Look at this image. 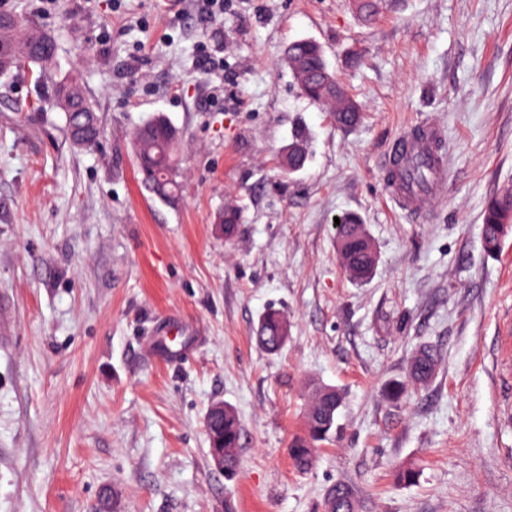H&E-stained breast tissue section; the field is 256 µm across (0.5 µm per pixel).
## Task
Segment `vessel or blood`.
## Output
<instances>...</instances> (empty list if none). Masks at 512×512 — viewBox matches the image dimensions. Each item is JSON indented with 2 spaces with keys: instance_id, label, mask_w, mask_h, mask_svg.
I'll return each instance as SVG.
<instances>
[{
  "instance_id": "vessel-or-blood-1",
  "label": "vessel or blood",
  "mask_w": 512,
  "mask_h": 512,
  "mask_svg": "<svg viewBox=\"0 0 512 512\" xmlns=\"http://www.w3.org/2000/svg\"><path fill=\"white\" fill-rule=\"evenodd\" d=\"M443 140L442 126L430 118L409 128L393 142L384 166L389 175L386 183L389 201L403 210L426 208L434 187L448 177L446 156L441 150ZM421 164L427 165L431 172L425 187L417 186L410 174L413 166Z\"/></svg>"
}]
</instances>
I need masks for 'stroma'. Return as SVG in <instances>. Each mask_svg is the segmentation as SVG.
I'll return each mask as SVG.
<instances>
[{"mask_svg": "<svg viewBox=\"0 0 512 512\" xmlns=\"http://www.w3.org/2000/svg\"><path fill=\"white\" fill-rule=\"evenodd\" d=\"M377 3L365 22L353 0H224L201 24L198 0H0L55 39L53 79L77 76L104 129L74 146L51 81L0 74V512H322L340 481L359 512H512V235L493 255L482 239L512 186V0ZM297 39L323 47L356 126L300 94ZM156 113L182 138L172 204L131 151ZM429 117L448 181L408 213L383 159ZM297 132L309 155L288 174ZM348 214L377 249L362 284L336 253ZM270 308L289 323L273 354L254 340ZM424 345L441 361L417 386ZM314 385L345 404L302 472L289 443ZM216 401L242 426L231 480L204 426Z\"/></svg>", "mask_w": 512, "mask_h": 512, "instance_id": "obj_1", "label": "stroma"}]
</instances>
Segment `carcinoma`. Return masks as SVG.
Wrapping results in <instances>:
<instances>
[{"mask_svg": "<svg viewBox=\"0 0 512 512\" xmlns=\"http://www.w3.org/2000/svg\"><path fill=\"white\" fill-rule=\"evenodd\" d=\"M55 52L53 38L33 26H21L14 21L0 24V71L8 70L18 63L27 65L36 80L45 78ZM287 56L296 64L297 74L307 78L310 93L307 99L329 105L336 119V125L351 127L361 119L360 107L341 83H332L323 74L328 65L322 46L314 40L305 39L303 44L295 42L288 46ZM56 106L66 105L67 128L72 143L78 147L93 145L100 138L102 129L95 108L85 97L77 78L65 76L54 89ZM162 115H155L141 123L132 137V152L137 169L151 170L149 184L145 185L151 194L161 199L181 190L180 181L165 182L166 173L177 169L180 140L170 137ZM224 225L226 237L235 235L239 223L238 210L232 206L216 217ZM364 225L360 219L350 216L344 219L342 231L336 237V251L346 275L358 281L355 271L371 270L376 264V253L371 240L361 236ZM512 233V189L505 188L491 196L483 211V241L485 249L494 253L503 240ZM282 315L276 311L266 313L256 330L258 344L270 353L284 347L278 336ZM438 365V354L424 347L414 353L411 360V375L420 382L429 381ZM342 404L340 391L331 386H317L309 395L305 419V431L295 436L289 447V454L300 470L309 469L315 458L318 445L330 439L336 426V415ZM210 442V453L224 452V472L232 474L239 464L241 425L232 407L224 410V421L211 419L206 425ZM327 512H354L356 505L349 487L339 483L332 487L324 503Z\"/></svg>", "mask_w": 512, "mask_h": 512, "instance_id": "1", "label": "carcinoma"}]
</instances>
